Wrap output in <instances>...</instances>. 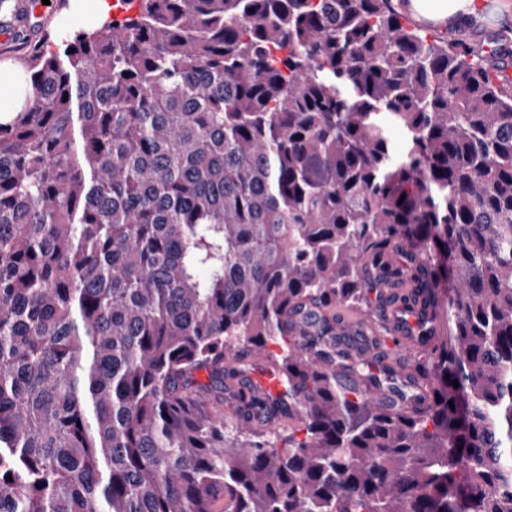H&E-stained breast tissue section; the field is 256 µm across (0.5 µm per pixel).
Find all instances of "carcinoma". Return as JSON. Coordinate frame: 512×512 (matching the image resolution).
<instances>
[{"label":"carcinoma","instance_id":"carcinoma-1","mask_svg":"<svg viewBox=\"0 0 512 512\" xmlns=\"http://www.w3.org/2000/svg\"><path fill=\"white\" fill-rule=\"evenodd\" d=\"M134 1L33 51L0 123V512H512L493 56L396 0ZM364 258L434 308L409 410L331 368Z\"/></svg>","mask_w":512,"mask_h":512}]
</instances>
